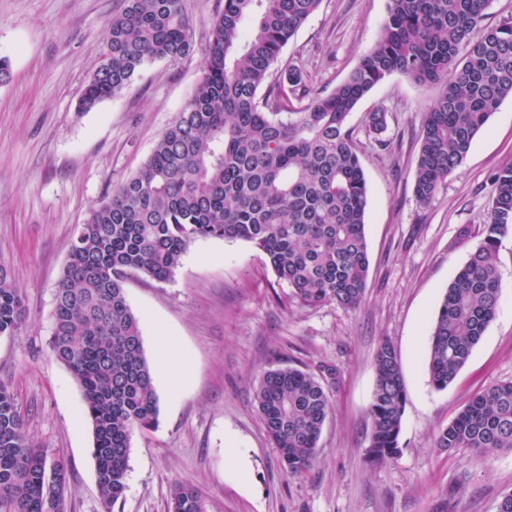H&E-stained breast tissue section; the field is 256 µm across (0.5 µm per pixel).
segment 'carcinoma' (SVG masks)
I'll return each instance as SVG.
<instances>
[{"label": "carcinoma", "instance_id": "carcinoma-1", "mask_svg": "<svg viewBox=\"0 0 512 512\" xmlns=\"http://www.w3.org/2000/svg\"><path fill=\"white\" fill-rule=\"evenodd\" d=\"M492 0H389L374 46L327 94L310 95L300 71L274 65L322 0H223L202 47L203 75L143 167L112 189L80 225L55 293L49 348L78 382L92 437L104 512L126 489L130 441L158 424V395L136 316L125 295L133 274L169 280L200 238L243 241L262 251L276 277L306 307L354 309L369 272L367 184L348 126L358 103L398 73L437 84L420 131L414 171L425 204L467 156L476 135L512 97V18L484 25ZM258 17L254 30L243 22ZM194 51L184 0H124L106 23L78 103L87 112L128 89L147 66ZM386 115L365 129L382 142ZM494 187L481 239L443 295L427 368L445 390L465 366L499 308V244L512 232V161ZM24 302L0 266V335L24 322ZM367 456L393 460L406 391L393 344L374 360ZM338 368L279 365L255 390L261 421L291 476L309 472L333 409ZM435 447L478 456L512 452V381L476 393L438 429ZM71 465L27 432L12 389L0 383V512H63ZM171 512H203L188 484Z\"/></svg>", "mask_w": 512, "mask_h": 512}]
</instances>
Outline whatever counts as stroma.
<instances>
[{"instance_id":"35a3bbf8","label":"stroma","mask_w":512,"mask_h":512,"mask_svg":"<svg viewBox=\"0 0 512 512\" xmlns=\"http://www.w3.org/2000/svg\"><path fill=\"white\" fill-rule=\"evenodd\" d=\"M219 0H185L195 51L157 62L88 112L77 104L103 49L104 25L122 0H0V264L26 318L0 336V382L15 392L30 435L71 464L64 512H103L90 424L79 384L50 353L54 293L90 208L137 172L202 76L199 51ZM388 0H322L283 48L276 70L298 69L312 93L331 91L374 45ZM394 74L359 104L349 124L368 191L369 274L358 308L300 306L265 255L242 241L200 239L173 277L125 284L148 361L156 338L174 337L182 364L156 374L159 423L130 442L127 489L114 512H170L176 484L194 487L204 512H497L512 492V453L474 458L434 446L476 392L512 380V233L501 240L496 318L446 390L426 359L438 307L480 241L492 172L512 159V98L474 138L430 203L417 201L419 132L438 93ZM385 113L382 142L365 132ZM396 348L406 388L400 453L368 462L374 355ZM336 364L340 382L318 459L304 476L283 468L258 415L262 374L288 362ZM243 449L237 475L226 451Z\"/></svg>"}]
</instances>
